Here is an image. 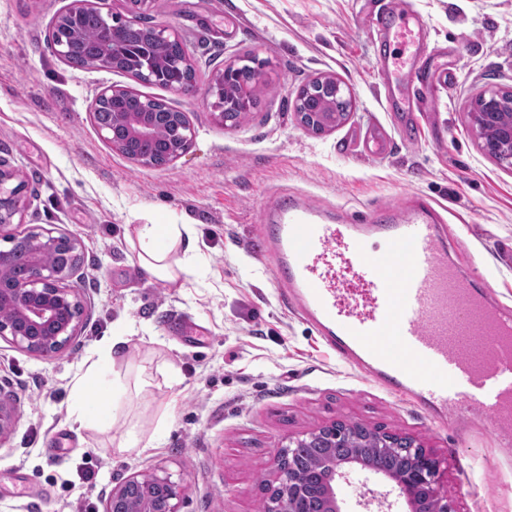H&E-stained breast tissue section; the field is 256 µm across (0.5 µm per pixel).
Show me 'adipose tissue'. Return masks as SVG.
<instances>
[{
    "instance_id": "obj_1",
    "label": "adipose tissue",
    "mask_w": 512,
    "mask_h": 512,
    "mask_svg": "<svg viewBox=\"0 0 512 512\" xmlns=\"http://www.w3.org/2000/svg\"><path fill=\"white\" fill-rule=\"evenodd\" d=\"M130 244L139 267L159 281L178 280L189 273L198 258L192 228L187 224L135 225ZM127 342V337H112L104 349L92 352L75 374L72 382L75 423L102 430L108 428L111 389L104 380V368L121 356Z\"/></svg>"
}]
</instances>
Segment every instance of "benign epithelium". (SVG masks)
Here are the masks:
<instances>
[{"mask_svg":"<svg viewBox=\"0 0 512 512\" xmlns=\"http://www.w3.org/2000/svg\"><path fill=\"white\" fill-rule=\"evenodd\" d=\"M331 84L336 93L345 92L333 77L318 76L302 86L296 93L294 104L302 106L319 87ZM477 129L491 126L496 131L492 145L485 150L495 158H504L512 164V87H493L479 93L470 108ZM345 113L298 112L299 123L306 128L326 130L335 126ZM167 126L172 131L169 141L157 145L153 151L138 152V147L153 142L155 129ZM104 139L126 158L144 166L160 167L176 161L190 147L195 135L187 113L180 111L153 112L143 106L132 112H116L112 121L96 123ZM18 174L0 165V232L23 207ZM12 246L0 250V268L16 262L18 247H23L20 274L15 280L0 278V305L7 303L14 310L10 319L0 318V339L7 340L24 351L47 360L63 352L77 335L83 314L78 288L70 284L81 265L83 244L75 236L57 233L42 226L19 234L6 235ZM51 249L57 259L44 261L43 253ZM17 398L0 390V446L4 445L18 422ZM349 430L334 423L297 437L279 448L276 455L274 478L275 496L271 512H309L312 501L298 497L296 476L292 464L293 450L307 445L330 442L323 452V464L330 469L331 482L321 496L320 512H342L333 482L344 473L336 467L348 465L365 468L361 459L336 460L332 448ZM404 453L405 465L401 478L395 481L400 495L410 512H455L453 502L437 486L436 461L426 450L410 439L394 441V437L381 435L377 450L389 454L395 448ZM182 485L171 477L154 474H134L112 487L103 500V512H180Z\"/></svg>","mask_w":512,"mask_h":512,"instance_id":"7a95c632","label":"benign epithelium"}]
</instances>
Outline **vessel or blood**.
<instances>
[{
	"mask_svg": "<svg viewBox=\"0 0 512 512\" xmlns=\"http://www.w3.org/2000/svg\"><path fill=\"white\" fill-rule=\"evenodd\" d=\"M419 203L390 224L333 223L307 197L273 202L265 250L288 300L327 345L438 422L490 423L512 457V307L448 263V243ZM387 250L370 255L371 239Z\"/></svg>",
	"mask_w": 512,
	"mask_h": 512,
	"instance_id": "vessel-or-blood-1",
	"label": "vessel or blood"
}]
</instances>
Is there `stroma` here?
Instances as JSON below:
<instances>
[{"instance_id":"35a3bbf8","label":"stroma","mask_w":512,"mask_h":512,"mask_svg":"<svg viewBox=\"0 0 512 512\" xmlns=\"http://www.w3.org/2000/svg\"><path fill=\"white\" fill-rule=\"evenodd\" d=\"M71 3L0 0V163L26 197L13 224L49 225L85 246L83 328L67 350L48 361L0 340V388L20 411L0 447V512H102L118 481L152 472L183 485L180 512H257L284 439L333 420L420 441L457 512H512V460L498 458L497 435L437 423L339 359L280 294L259 240L282 193L377 221L423 198L442 219L449 262L512 305V166L483 150L469 113L482 90L512 85V0H154L151 25L176 29L195 61L191 96L69 66L48 34ZM400 7L436 50L420 81L380 70L376 18ZM247 53L268 62L263 93L227 127L210 91ZM319 74L353 105L316 134L293 100ZM109 86L187 113L188 152L154 168L113 151L90 117ZM377 136L385 155L372 151ZM188 219L198 263L176 281L150 280L128 242L133 225ZM116 333L130 341L106 370L126 385L110 426H72L71 380ZM131 428L147 449L120 447ZM336 493L344 512H366L365 498L407 510L395 483L369 470H349Z\"/></svg>"}]
</instances>
